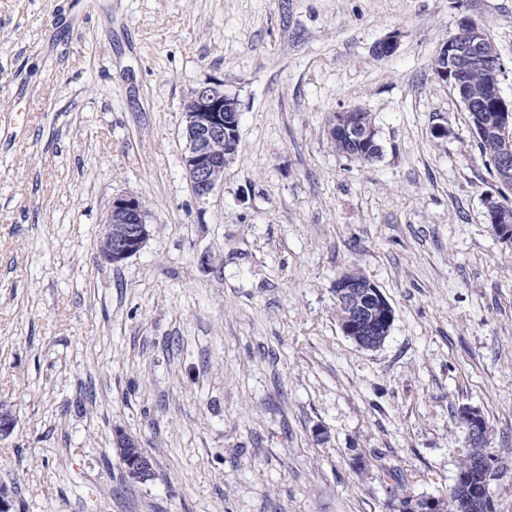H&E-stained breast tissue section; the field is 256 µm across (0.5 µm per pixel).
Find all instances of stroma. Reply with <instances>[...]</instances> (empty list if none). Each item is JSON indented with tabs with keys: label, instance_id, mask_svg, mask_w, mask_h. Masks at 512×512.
I'll list each match as a JSON object with an SVG mask.
<instances>
[{
	"label": "stroma",
	"instance_id": "stroma-1",
	"mask_svg": "<svg viewBox=\"0 0 512 512\" xmlns=\"http://www.w3.org/2000/svg\"><path fill=\"white\" fill-rule=\"evenodd\" d=\"M465 15L512 98V0H0L15 512H397L447 496L465 406L499 459L495 512H512V246L486 207L512 189L433 72ZM215 78L240 142L200 199L184 105ZM354 107L383 147L368 164L327 137ZM121 195L144 202L151 236L111 265L97 239ZM351 271L394 309L373 351L337 319ZM119 430L150 480L125 475Z\"/></svg>",
	"mask_w": 512,
	"mask_h": 512
}]
</instances>
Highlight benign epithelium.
<instances>
[{
  "label": "benign epithelium",
  "instance_id": "7a95c632",
  "mask_svg": "<svg viewBox=\"0 0 512 512\" xmlns=\"http://www.w3.org/2000/svg\"><path fill=\"white\" fill-rule=\"evenodd\" d=\"M459 26L470 29V37L461 41L452 36L437 51L433 71L459 95L467 112H495L496 124L491 132L501 140L498 174L500 184L512 188V98H505L500 90L502 63L498 50L486 25L469 16ZM483 68L492 73L490 81L480 90L465 83V73ZM240 111L238 100L224 90V81L213 79L194 88L185 105V148L181 163L193 192L201 199L212 195L224 184V169L234 149H219L221 143L239 139ZM331 138L340 137L359 144L368 152H380L382 146L375 140L366 110L355 107L339 113L337 122L328 126ZM488 217L495 224L512 222V209L492 201ZM151 235L146 222L142 200L132 196L113 198L102 224L99 237V255L107 263L118 265L139 252ZM336 302L347 310L346 320L340 323L342 333L359 348L372 350L381 346L379 333L391 329L394 311L382 292L370 281L356 273H345L336 281ZM468 429V442L479 449L477 460L485 468L488 480L496 479L499 464L482 450L481 431L485 420L476 408L461 411ZM115 448L127 475L146 481L153 476L151 457L138 443L122 431L115 433Z\"/></svg>",
  "mask_w": 512,
  "mask_h": 512
}]
</instances>
